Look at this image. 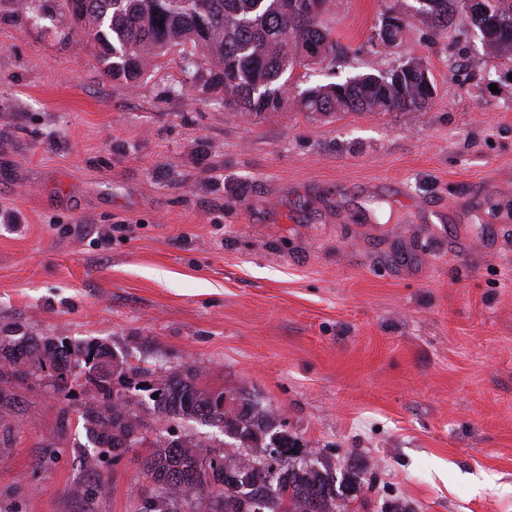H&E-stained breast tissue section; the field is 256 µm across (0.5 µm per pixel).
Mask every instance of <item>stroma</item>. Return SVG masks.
Instances as JSON below:
<instances>
[{
    "instance_id": "1",
    "label": "stroma",
    "mask_w": 512,
    "mask_h": 512,
    "mask_svg": "<svg viewBox=\"0 0 512 512\" xmlns=\"http://www.w3.org/2000/svg\"><path fill=\"white\" fill-rule=\"evenodd\" d=\"M414 5L333 0L332 54L255 115L179 50L130 82L57 0H0V329L246 389L319 465L363 474L342 512H512V59L463 11L430 39ZM388 11L402 42L365 50ZM411 58L425 111L299 103ZM89 391L12 377L0 512H133L159 424L139 392L147 443L89 473Z\"/></svg>"
}]
</instances>
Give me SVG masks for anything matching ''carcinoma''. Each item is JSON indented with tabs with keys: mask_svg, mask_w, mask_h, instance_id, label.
<instances>
[{
	"mask_svg": "<svg viewBox=\"0 0 512 512\" xmlns=\"http://www.w3.org/2000/svg\"><path fill=\"white\" fill-rule=\"evenodd\" d=\"M286 0H59L58 22L77 29L92 46L114 77L136 81L153 59L189 46L204 57L210 70L224 82L228 105L243 112H276L287 102L285 74L297 65L326 58L333 48L330 30L322 17L301 7H285ZM415 15L425 18L438 36L448 35L450 12L458 7L470 13L472 25L490 55L512 57V0H481L485 8L468 7L467 0H416ZM398 79L378 81L362 74L340 83L306 89L300 104L307 112L423 111L434 98L435 89L424 85L418 68ZM114 352L94 340L68 344L55 337L17 336L15 330L0 336V362L13 368L29 361H47L58 378L76 367L85 369L95 385L99 403L82 411L86 443L81 445L82 464L89 472L108 456L119 457L125 450L113 432L116 420L138 418L131 405L135 400L113 395ZM200 372L193 367L182 373L162 376L152 386L158 394L151 410L162 419L195 420L222 432L233 430L228 446L268 448L275 444L282 456H295L297 439L275 423L272 411L258 407L244 397L237 406L226 408L221 397L198 384ZM210 447L191 439L165 437L156 440L154 450L143 461L150 480L161 486L157 507L152 512H180L179 502L202 484L196 459ZM240 476L247 479L243 494L270 495L272 501L262 512H340L344 495L337 488V476L314 464L298 470L285 468L266 482L267 473L251 466V459L238 460Z\"/></svg>",
	"mask_w": 512,
	"mask_h": 512,
	"instance_id": "carcinoma-1",
	"label": "carcinoma"
}]
</instances>
